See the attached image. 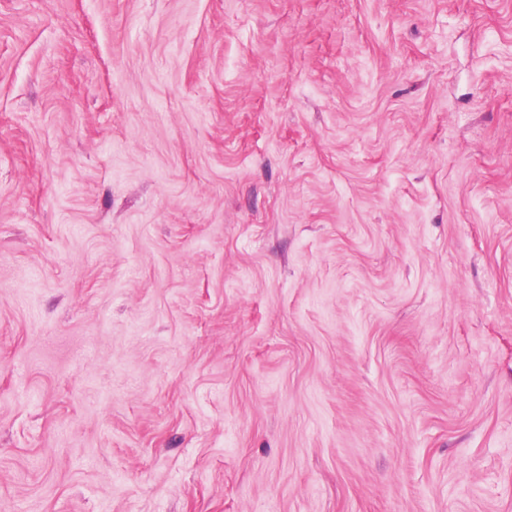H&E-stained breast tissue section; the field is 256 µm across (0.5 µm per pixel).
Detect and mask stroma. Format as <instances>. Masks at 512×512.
I'll list each match as a JSON object with an SVG mask.
<instances>
[{"instance_id": "35a3bbf8", "label": "stroma", "mask_w": 512, "mask_h": 512, "mask_svg": "<svg viewBox=\"0 0 512 512\" xmlns=\"http://www.w3.org/2000/svg\"><path fill=\"white\" fill-rule=\"evenodd\" d=\"M0 512H512V0H0Z\"/></svg>"}]
</instances>
